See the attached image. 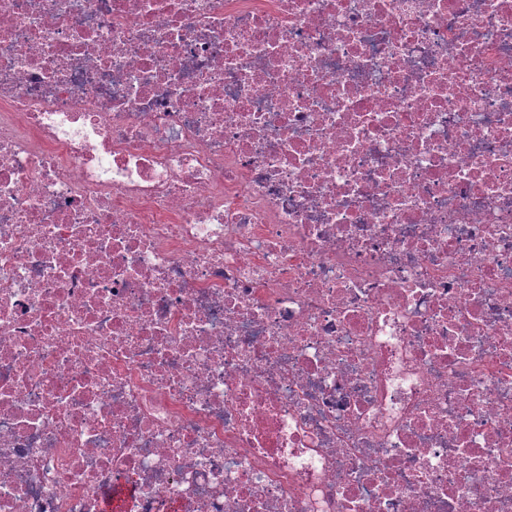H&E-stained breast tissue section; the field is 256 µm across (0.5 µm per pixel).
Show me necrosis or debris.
<instances>
[{
  "label": "necrosis or debris",
  "instance_id": "1",
  "mask_svg": "<svg viewBox=\"0 0 512 512\" xmlns=\"http://www.w3.org/2000/svg\"><path fill=\"white\" fill-rule=\"evenodd\" d=\"M512 512V0H0V512Z\"/></svg>",
  "mask_w": 512,
  "mask_h": 512
}]
</instances>
